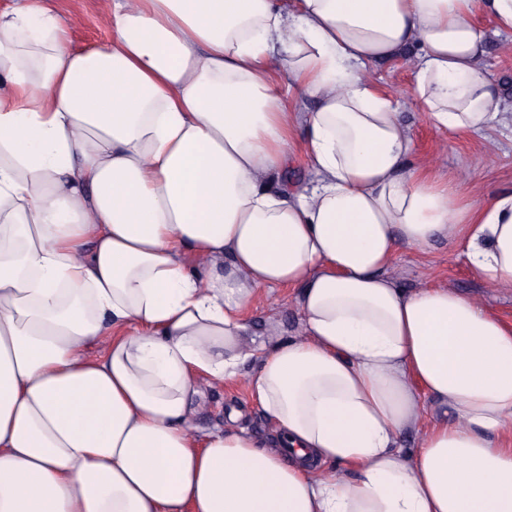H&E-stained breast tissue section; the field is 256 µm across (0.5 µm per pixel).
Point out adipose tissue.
<instances>
[{
    "label": "adipose tissue",
    "instance_id": "ef3b65f1",
    "mask_svg": "<svg viewBox=\"0 0 512 512\" xmlns=\"http://www.w3.org/2000/svg\"><path fill=\"white\" fill-rule=\"evenodd\" d=\"M106 20L75 51L44 0L0 11V512H512V324L393 274L444 240L511 289L512 190L468 201L414 159L371 76L409 60L434 128L493 129L512 0H107ZM287 287L299 334L255 335ZM238 380L275 441L198 428ZM511 36L493 37L485 59V69L490 79L500 87L504 111L512 113V53L507 45Z\"/></svg>",
    "mask_w": 512,
    "mask_h": 512
}]
</instances>
